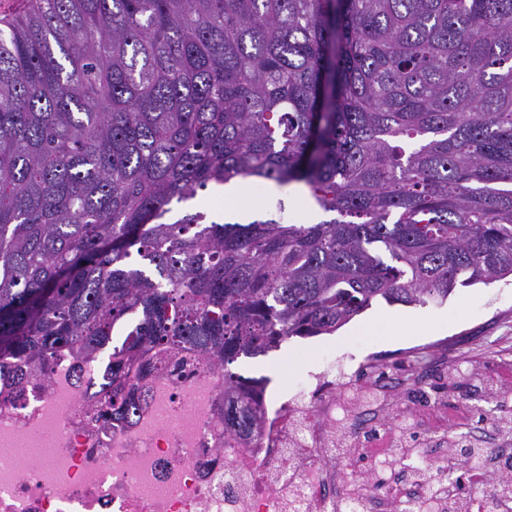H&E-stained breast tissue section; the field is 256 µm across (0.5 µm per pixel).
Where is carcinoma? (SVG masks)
Listing matches in <instances>:
<instances>
[{"mask_svg": "<svg viewBox=\"0 0 512 512\" xmlns=\"http://www.w3.org/2000/svg\"><path fill=\"white\" fill-rule=\"evenodd\" d=\"M234 178L302 185L329 218L165 220ZM509 275L512 0H37L0 31L18 383L110 345L95 419L127 420L126 368L190 346L247 436L264 385L240 358Z\"/></svg>", "mask_w": 512, "mask_h": 512, "instance_id": "obj_1", "label": "carcinoma"}]
</instances>
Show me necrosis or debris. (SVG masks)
I'll list each match as a JSON object with an SVG mask.
<instances>
[{
  "mask_svg": "<svg viewBox=\"0 0 512 512\" xmlns=\"http://www.w3.org/2000/svg\"><path fill=\"white\" fill-rule=\"evenodd\" d=\"M106 356L63 351L24 387L0 380V446L50 441L47 459L0 458V512H399L423 503L446 512H512V496L488 502V459L452 461L453 478L392 477L411 416L392 417L393 388L368 380L343 390L328 366L314 387L280 405L261 400L250 436L224 427V376L196 351L178 350L130 367L125 390L137 405L126 421H97L107 397Z\"/></svg>",
  "mask_w": 512,
  "mask_h": 512,
  "instance_id": "obj_1",
  "label": "necrosis or debris"
}]
</instances>
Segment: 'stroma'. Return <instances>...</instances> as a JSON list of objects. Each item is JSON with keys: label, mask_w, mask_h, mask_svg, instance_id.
<instances>
[{"label": "stroma", "mask_w": 512, "mask_h": 512, "mask_svg": "<svg viewBox=\"0 0 512 512\" xmlns=\"http://www.w3.org/2000/svg\"><path fill=\"white\" fill-rule=\"evenodd\" d=\"M279 204L285 218L298 224L324 218L303 187L281 188L271 182L249 183L244 195L232 203L217 191H208L188 204L174 206L171 216L179 218L191 209L218 222L245 224L260 218L264 207ZM460 335L470 337L471 342L450 370L429 380L432 401L453 396L478 418L502 402L512 408L511 278L456 289L442 302L417 306L377 302L332 334L287 339L267 355L239 359L233 369L245 377H267L266 395L279 403L295 392L297 380L322 372L328 362L358 376L380 355L385 373L398 374L413 362L408 348Z\"/></svg>", "instance_id": "stroma-1"}]
</instances>
